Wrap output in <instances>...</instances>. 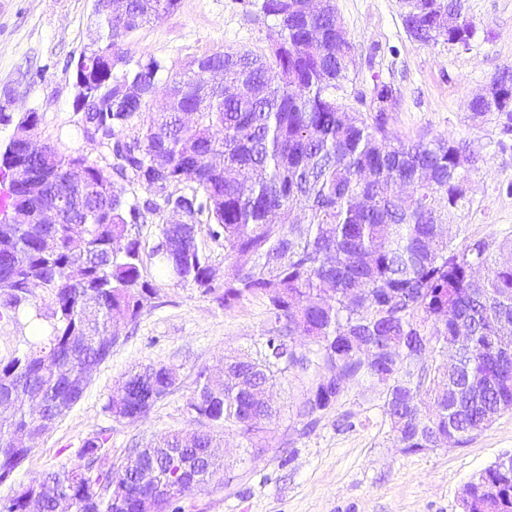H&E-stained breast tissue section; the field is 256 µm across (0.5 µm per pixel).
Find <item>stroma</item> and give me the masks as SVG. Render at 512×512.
I'll return each mask as SVG.
<instances>
[{"label":"stroma","instance_id":"35a3bbf8","mask_svg":"<svg viewBox=\"0 0 512 512\" xmlns=\"http://www.w3.org/2000/svg\"><path fill=\"white\" fill-rule=\"evenodd\" d=\"M334 4L354 48L355 65L340 92L344 103L356 106L357 92L383 82L398 98L390 127L399 138L471 142L482 159L469 175L472 203L457 219L454 243L512 238V140L503 138L497 119H472L468 109L491 76L512 69V0H465L475 27L465 48L412 39L402 0ZM94 23L93 0H0V98H12L15 116L37 113L35 138L92 160L100 153L78 120L65 66L88 43ZM275 30V19L260 14L253 0H180L177 9L130 34L123 49L130 61L162 63L157 86L163 90L189 59L231 49L266 51ZM144 275L155 298L136 323L122 327L82 398L0 484V498L73 462L83 440L99 430H108V446L119 457L135 442L194 429L185 406L197 371L249 349L268 326L263 299L227 310L197 289L173 285L154 265ZM150 362L176 367L179 388L138 423L116 422L105 410L109 397L126 372ZM384 396L382 385L356 380L307 435H287L282 422L268 426L269 448L259 458L247 457L237 432L226 430L232 484L219 476L191 491L184 512H462L465 485L512 455V412L473 432L465 445L403 453L394 445Z\"/></svg>","mask_w":512,"mask_h":512}]
</instances>
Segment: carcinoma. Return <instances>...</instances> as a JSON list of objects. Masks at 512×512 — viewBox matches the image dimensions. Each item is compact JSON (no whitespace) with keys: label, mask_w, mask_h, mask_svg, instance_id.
<instances>
[{"label":"carcinoma","mask_w":512,"mask_h":512,"mask_svg":"<svg viewBox=\"0 0 512 512\" xmlns=\"http://www.w3.org/2000/svg\"><path fill=\"white\" fill-rule=\"evenodd\" d=\"M112 19H107V2ZM179 0H99L93 65L73 59V78L90 98L80 123L108 159L102 166L51 147L35 160L10 142L0 153V174L21 166L48 171L41 194L14 181L8 203L33 210L41 197L59 198L67 217L33 232L0 221V316L47 322L48 331L0 359V482L27 460L44 436L46 419H60L84 389L71 379L96 369L118 343L120 322H135L157 289L144 278L140 240L131 227L163 212L148 258L174 284L232 309L259 297L270 314L253 348L224 356L222 374L207 367L195 376L186 402L190 420L205 428L154 438L112 461L107 430L86 438L73 463L34 477L0 512H138L151 498L158 512H184L187 493L226 468L211 449L234 429L257 458L264 433L283 407L258 397L300 370L309 374L292 406L287 430L311 432L342 398L348 384L367 376L387 385L384 414L396 447L407 453L457 445L512 408V239L479 237L453 245L455 218L467 207L469 173L477 156L452 138L403 141L374 104L390 90L376 83L359 92L368 114L340 103L349 80L352 44L333 41V0L304 13L299 0H262L278 20L281 51L270 56L224 51L189 60L153 103L162 65L150 57L113 68L125 57L126 38L177 8ZM423 4L403 17L408 34L437 42L474 35L457 6L454 24L433 25ZM224 69V83L245 94L211 92L200 106L198 70ZM502 100L475 97L471 118L494 116L512 136V70L501 72ZM83 180L71 179L73 168ZM144 195L129 199L125 185ZM224 249L218 270L197 241L196 225ZM34 282L50 293L45 308L31 303ZM311 347L294 344L297 334ZM455 359L447 360L448 348ZM429 354L424 362L423 353ZM180 384L171 365L149 363L128 374L127 392L105 410L134 424ZM503 483L489 503L478 496L486 481ZM466 512H512V471L499 459L471 480Z\"/></svg>","instance_id":"1"}]
</instances>
